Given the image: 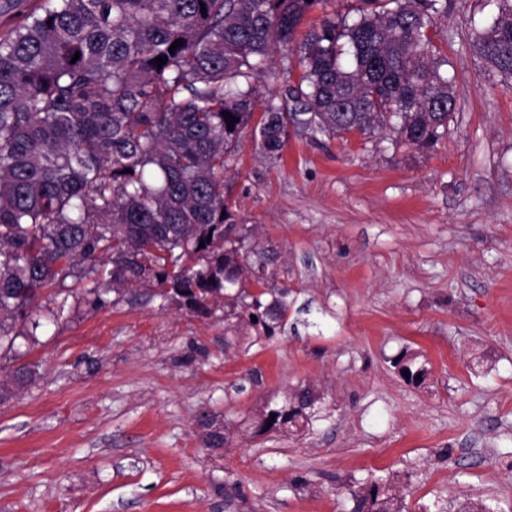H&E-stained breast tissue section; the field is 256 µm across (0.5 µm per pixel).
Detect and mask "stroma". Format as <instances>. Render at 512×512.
I'll list each match as a JSON object with an SVG mask.
<instances>
[{
  "label": "stroma",
  "instance_id": "obj_1",
  "mask_svg": "<svg viewBox=\"0 0 512 512\" xmlns=\"http://www.w3.org/2000/svg\"><path fill=\"white\" fill-rule=\"evenodd\" d=\"M497 12L448 0L456 100L433 150L292 131L273 159L242 137L226 181L248 243L277 252L274 339L225 350L223 312L138 286L0 359V381L37 370L0 400V512H351L355 483L392 474L408 512H512V80L471 38ZM298 385L321 397L312 429L204 447L200 410L236 426Z\"/></svg>",
  "mask_w": 512,
  "mask_h": 512
}]
</instances>
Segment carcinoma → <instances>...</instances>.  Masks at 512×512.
<instances>
[{
    "mask_svg": "<svg viewBox=\"0 0 512 512\" xmlns=\"http://www.w3.org/2000/svg\"><path fill=\"white\" fill-rule=\"evenodd\" d=\"M321 2L44 0L0 38V358L36 341L41 299L69 279L94 306L109 286H143L195 316L222 308L237 319L229 349L274 337L288 289L270 284L273 256L224 233L243 134L274 158L291 126L336 137L390 127L395 146L424 151L448 134L455 104L437 45L448 0H359L355 15H327L293 46ZM474 44L512 78V0H498ZM278 50L281 79L262 98L253 80ZM251 275L256 292L244 286ZM10 379L25 387L35 371L20 365ZM317 402L299 386L246 423L256 436L302 432L319 420ZM201 435L207 448L233 438L227 424ZM351 495L352 512H402L390 478Z\"/></svg>",
    "mask_w": 512,
    "mask_h": 512,
    "instance_id": "carcinoma-1",
    "label": "carcinoma"
}]
</instances>
